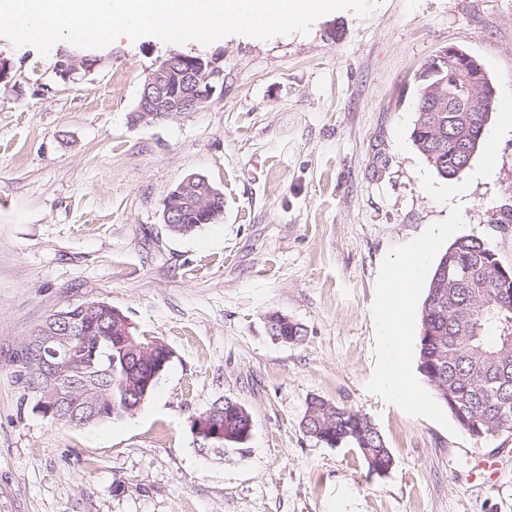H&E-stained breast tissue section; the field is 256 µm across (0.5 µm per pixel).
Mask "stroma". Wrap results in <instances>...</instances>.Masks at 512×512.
Wrapping results in <instances>:
<instances>
[{
	"label": "stroma",
	"instance_id": "35a3bbf8",
	"mask_svg": "<svg viewBox=\"0 0 512 512\" xmlns=\"http://www.w3.org/2000/svg\"><path fill=\"white\" fill-rule=\"evenodd\" d=\"M446 46L497 91L495 153L455 180L410 137L415 75ZM67 48L0 35V512H512V434L478 440L438 402L393 400L377 336L386 265L433 227H455L434 254L475 235L512 268L499 221L512 209V0H381L305 34L208 46L121 38L68 83L54 69ZM177 52L219 59L223 88L199 111L131 125L146 78ZM190 174L223 192L224 212L175 236L164 202ZM87 301L172 357L136 413L72 428L35 410L12 356ZM274 312L304 326L302 343L268 336ZM314 396L370 419L392 468L307 435ZM221 397L252 433L218 457L192 423Z\"/></svg>",
	"mask_w": 512,
	"mask_h": 512
}]
</instances>
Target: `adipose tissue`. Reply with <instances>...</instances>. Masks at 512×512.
<instances>
[{
	"label": "adipose tissue",
	"mask_w": 512,
	"mask_h": 512,
	"mask_svg": "<svg viewBox=\"0 0 512 512\" xmlns=\"http://www.w3.org/2000/svg\"><path fill=\"white\" fill-rule=\"evenodd\" d=\"M435 239V234H428L387 266L383 279L384 313L378 319L379 335L384 341L381 382L389 396L419 408L427 407L428 397L410 388L404 378L405 319L412 292L428 265Z\"/></svg>",
	"instance_id": "adipose-tissue-1"
}]
</instances>
